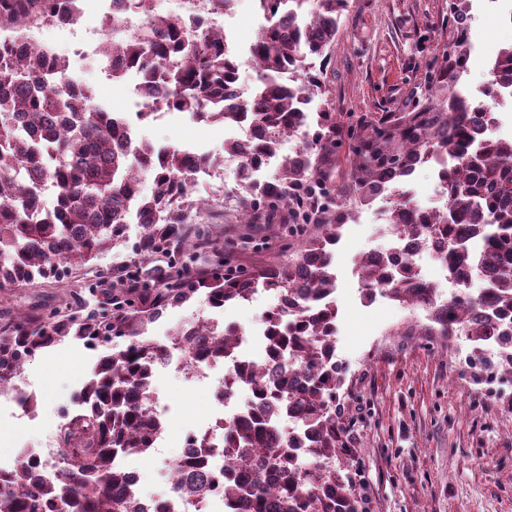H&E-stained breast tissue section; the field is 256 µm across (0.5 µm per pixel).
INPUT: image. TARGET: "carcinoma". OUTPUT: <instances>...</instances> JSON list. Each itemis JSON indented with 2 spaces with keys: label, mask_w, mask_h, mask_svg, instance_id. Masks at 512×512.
<instances>
[{
  "label": "carcinoma",
  "mask_w": 512,
  "mask_h": 512,
  "mask_svg": "<svg viewBox=\"0 0 512 512\" xmlns=\"http://www.w3.org/2000/svg\"><path fill=\"white\" fill-rule=\"evenodd\" d=\"M80 0H0V290L36 280H57L125 241L133 218H145L135 251V274L112 284V313L85 317L54 311L47 318L18 315L0 326V394L37 351L68 339L88 344L127 341L99 358L85 383L83 410L60 431L65 473L39 477L21 460L0 475V512H144L132 489L133 473L122 466L130 454L147 455L162 423L151 412L159 346L144 336L149 323L170 306L202 293L212 306L247 300L262 286L281 298L266 316L264 358L237 366L224 381V399L236 389L254 391L257 405L224 426V495L244 512H363L350 477L334 465L344 454L336 420V398L344 367L336 361V275L330 250L349 218L341 206L304 199V219L321 234L299 246L288 263L232 278L189 270L156 275L159 259L187 250L207 259L219 250L208 235L186 223L192 179L209 165L188 161L177 149L141 141L122 146L129 122L93 102L91 90L68 74L67 59L38 46L18 50L28 36L24 21L56 23L80 16ZM146 16L143 30L114 39L102 54L123 60L143 78L138 118L152 109L188 113L214 123L247 119L255 134L224 142V151L252 165L279 149L278 135L304 119L305 105L326 94L322 73L311 59L325 58L336 42L348 0H256L266 24L250 46L260 84L247 111L224 104L237 60L224 52V34L207 21L160 15L148 0H123ZM484 86L486 99L473 106L452 94L428 95L415 110L371 118L348 115L350 180L339 196L371 200L434 160L448 164L446 205L421 213L412 199L393 200L388 223L409 235L415 247H435L455 278L457 291L443 300L421 282L412 259L395 250L361 256L356 268L371 301L380 293L407 306L427 307L442 336L462 334L474 343L470 363L512 374V139L490 137L492 90L512 83V45L502 49ZM317 129L304 132L298 158L287 160L278 183L242 184L239 222L266 223V210L298 204L296 192L323 185L330 173L337 136L336 113L320 112ZM149 174L151 194L141 190ZM55 195L52 209L43 192ZM484 282L468 291L463 273ZM174 343L193 345L222 359L239 345L238 331L218 330L198 320L175 331ZM293 421L284 432L279 421ZM173 462L179 491L200 496L213 479L203 445Z\"/></svg>",
  "instance_id": "carcinoma-1"
}]
</instances>
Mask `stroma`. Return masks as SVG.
<instances>
[{"mask_svg": "<svg viewBox=\"0 0 512 512\" xmlns=\"http://www.w3.org/2000/svg\"><path fill=\"white\" fill-rule=\"evenodd\" d=\"M451 0H349L340 33L327 59H315L329 88L313 98L311 112L381 114L411 111L444 66L443 52L456 33L448 24ZM77 26L38 24L27 30L39 45L68 59L71 75L89 87L96 103L111 112L134 114L127 80L112 79L100 56H76L84 36L94 43L112 39L106 0H82ZM467 19V64L457 82L440 83L438 97L452 91L479 97L492 64L512 45V0H462ZM139 139L159 148H190L209 154L214 168L199 174L190 223L217 242L236 240L233 265L255 272L287 260L277 238L278 225L291 223L279 208L271 225L245 231L234 201L241 184L223 164L224 124H208L175 113L135 121ZM392 192L370 204L350 201V219L334 249L339 308L336 357L345 367V384L336 401L341 437L347 449L341 463L356 484L365 512H512V377H487L469 363L472 344L463 336L427 335L429 313L383 296L366 300L355 260L372 250L392 248L396 237L387 221ZM139 235L130 225L123 244L85 265L69 269L63 282L44 280L0 292V323L18 314L41 316L60 303L74 310L96 308L111 298L115 277L137 259ZM277 303L260 291L245 301L212 309L204 297L168 307L148 327L149 336L167 342L185 323L218 318L243 333L242 346L253 358L262 353L259 331ZM98 353L67 340L27 362L14 384L37 406L22 413L0 394V459L14 461L20 447H53L62 425L73 415L80 381L89 377ZM154 388L171 405L166 447L133 455L129 469L141 475L144 496L167 490L165 462L176 459L179 440L206 425L214 408L213 390L172 370L155 375Z\"/></svg>", "mask_w": 512, "mask_h": 512, "instance_id": "1", "label": "stroma"}]
</instances>
